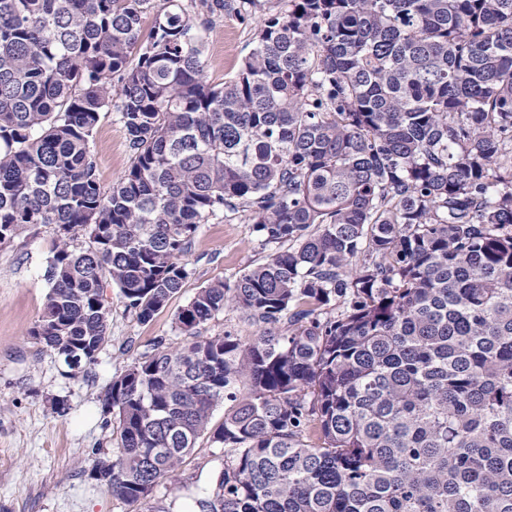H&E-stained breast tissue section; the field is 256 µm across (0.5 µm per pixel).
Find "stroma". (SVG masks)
<instances>
[{
    "mask_svg": "<svg viewBox=\"0 0 512 512\" xmlns=\"http://www.w3.org/2000/svg\"><path fill=\"white\" fill-rule=\"evenodd\" d=\"M252 38V26L236 17L215 20L203 56L210 82L235 75ZM92 154L102 187H111L129 168L118 113L101 114ZM54 239L52 229L38 226L0 248V512H146L167 503L173 512H187L190 499L174 495L169 483L158 484L147 503L130 504L90 478L95 458L114 456L117 446V419L103 409L104 391L151 354L159 339L178 338L175 316L199 288L216 280L234 282L268 252L242 219L203 225L182 289L149 322H139L119 289L106 286L109 340L94 364L74 372L30 334L49 293L44 271ZM223 465L222 449L202 438L178 479L197 492L210 487Z\"/></svg>",
    "mask_w": 512,
    "mask_h": 512,
    "instance_id": "35a3bbf8",
    "label": "stroma"
}]
</instances>
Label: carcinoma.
Listing matches in <instances>:
<instances>
[{
  "label": "carcinoma",
  "mask_w": 512,
  "mask_h": 512,
  "mask_svg": "<svg viewBox=\"0 0 512 512\" xmlns=\"http://www.w3.org/2000/svg\"><path fill=\"white\" fill-rule=\"evenodd\" d=\"M225 14L253 47L213 85ZM237 214L276 250L112 380L90 477L142 502L205 437L196 512H512V0H0V246L55 234L31 336L94 363L105 283L150 320ZM226 307L260 332L201 335ZM92 154L100 184L109 189L131 164V154L118 112L101 114L93 134ZM223 465L222 448H214L206 438H201L185 458L177 478L180 485L188 486L195 493L210 487L215 474Z\"/></svg>",
  "instance_id": "obj_1"
}]
</instances>
